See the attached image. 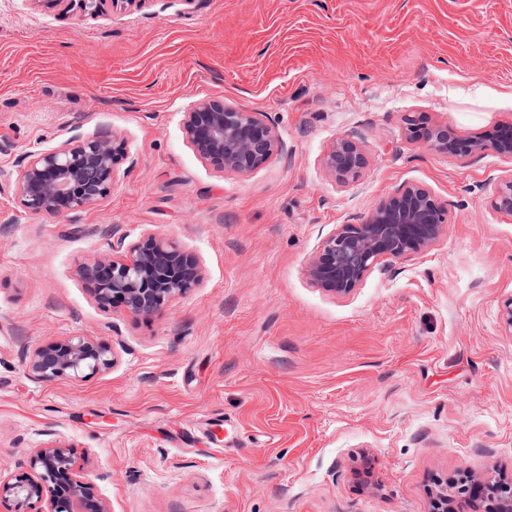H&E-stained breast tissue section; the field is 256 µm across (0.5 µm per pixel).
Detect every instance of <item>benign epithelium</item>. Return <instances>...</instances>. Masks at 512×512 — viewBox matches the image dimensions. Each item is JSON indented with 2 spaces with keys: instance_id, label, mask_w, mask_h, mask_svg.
Wrapping results in <instances>:
<instances>
[{
  "instance_id": "obj_1",
  "label": "benign epithelium",
  "mask_w": 512,
  "mask_h": 512,
  "mask_svg": "<svg viewBox=\"0 0 512 512\" xmlns=\"http://www.w3.org/2000/svg\"><path fill=\"white\" fill-rule=\"evenodd\" d=\"M52 9L79 7L91 14L116 6L120 0H39ZM185 134L211 166L248 173L273 154L277 135L272 125L252 112L204 99L184 113ZM407 136L430 150L461 157L490 148L512 155V121L468 140L455 137L448 125L407 119ZM123 143L107 132L76 134L62 144L26 153L15 179L22 208L31 215H58L85 209L106 196L115 183ZM367 164L360 145L339 139L325 166L341 181L356 178ZM494 207L512 214V179L496 191ZM445 203L420 185H406L369 214L341 224L319 245L307 275L325 290L345 295L356 288L383 259L418 254L439 237L446 223ZM120 238L112 255L81 267V276L100 305L121 303L130 313L150 317L202 280L196 257L173 241L145 234L131 245ZM111 345L86 336L49 341L28 358L30 375L39 381L81 380L112 368ZM478 500H456L444 493L435 512H512V482L474 479ZM14 503V512H110L96 484L76 465L72 447L55 442L38 448L28 463L0 467V499Z\"/></svg>"
}]
</instances>
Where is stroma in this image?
Here are the masks:
<instances>
[{"label":"stroma","mask_w":512,"mask_h":512,"mask_svg":"<svg viewBox=\"0 0 512 512\" xmlns=\"http://www.w3.org/2000/svg\"><path fill=\"white\" fill-rule=\"evenodd\" d=\"M203 98L270 121L271 158L212 167L183 128ZM409 115L461 138L512 119V0H0V171L77 133L127 150L85 210L0 186V464L67 443L111 512H431L466 473L512 481V157L429 151ZM344 137L367 158L346 182L324 166ZM407 184L448 207L436 243L345 295L312 283L323 238ZM146 232L200 285L149 318L99 306L80 265ZM75 335L112 368L29 375ZM120 1L122 2L135 0H40V2L43 3L44 6L49 9L61 6L65 2V8H69L71 5H73V3L78 2L77 4L83 11L89 12L91 14H96L104 10V7L107 4V2H110L111 6L114 7L117 6Z\"/></svg>","instance_id":"35a3bbf8"}]
</instances>
